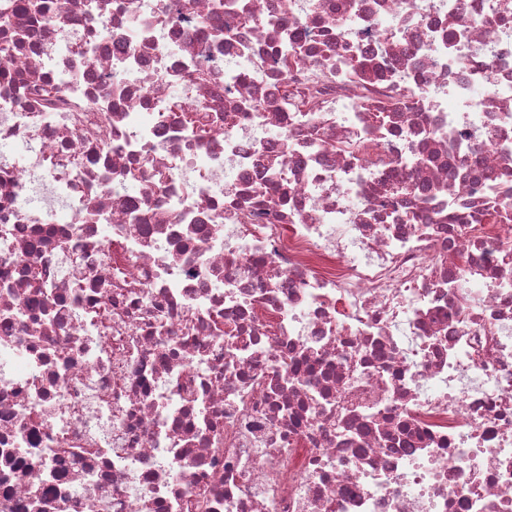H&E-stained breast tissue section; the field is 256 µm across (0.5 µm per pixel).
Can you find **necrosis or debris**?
<instances>
[{
  "instance_id": "1",
  "label": "necrosis or debris",
  "mask_w": 512,
  "mask_h": 512,
  "mask_svg": "<svg viewBox=\"0 0 512 512\" xmlns=\"http://www.w3.org/2000/svg\"><path fill=\"white\" fill-rule=\"evenodd\" d=\"M45 2L0 6V512H512L500 0Z\"/></svg>"
}]
</instances>
